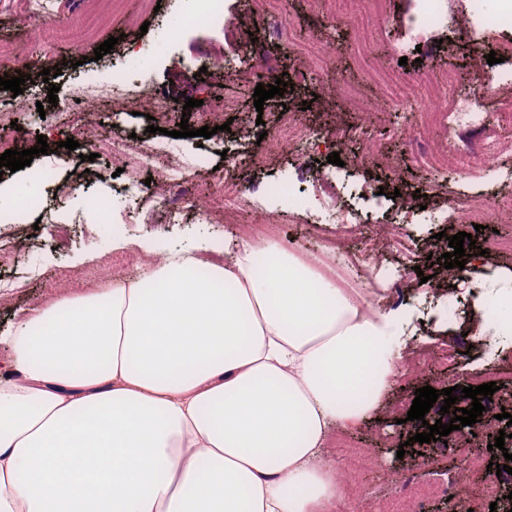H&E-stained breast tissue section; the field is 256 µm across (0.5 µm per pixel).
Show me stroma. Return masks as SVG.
<instances>
[{"instance_id":"stroma-1","label":"stroma","mask_w":512,"mask_h":512,"mask_svg":"<svg viewBox=\"0 0 512 512\" xmlns=\"http://www.w3.org/2000/svg\"><path fill=\"white\" fill-rule=\"evenodd\" d=\"M191 7L190 0H161L157 11L145 9L142 0H118L112 8L105 0H50L59 26L88 18L93 21V35L84 49L86 60L81 63L66 43L51 41L39 16L28 10L27 0H0V42L12 44L24 58L19 66L0 67V76L31 77L23 85L21 98H13L11 91H0V129L12 131L18 149L33 148L41 137L51 149L50 154L34 156L30 168L1 174L0 192L21 194L29 187L31 169L54 170L53 183L41 188V209L0 214V331L15 315L30 310L53 292L62 289L77 294L103 287V280L85 275L92 262L116 261L118 267L112 273L116 279L137 276L147 260L142 242H152L156 251L163 253L172 246L194 248L213 238L232 241L240 236L242 225L206 222L190 207L175 215L165 207L144 204L132 191L144 174L134 168L131 155L149 140L148 125L172 131L184 118L181 113L169 112L151 123L148 113L155 105L187 96L199 102L187 117L195 131L213 125L215 102L232 99L237 103L229 114V129L207 139L195 134L181 141L187 152L201 150L210 155L211 169L182 172L183 181L195 191L209 189L219 176L241 179L250 187L251 200L274 218L278 245L307 255L320 252L324 232L336 226L334 212H307L295 205L296 193L311 183L312 170L325 169L336 195L374 227L390 220L394 193L410 197L409 209L416 221L409 229L418 245L417 264L422 273L408 277L409 315L401 322L399 344L408 351L418 343L428 348L469 343L459 366L443 367L438 372L451 387L482 385L484 373L512 360V334L499 332L483 297L486 286L512 272V254L472 263L463 278L449 274L440 259L449 250V237L460 232L471 234L479 243L496 233L512 238V223L478 231L470 224L448 222L451 199L485 193L488 174L477 167L465 178L450 177L445 186L415 197V190L425 185L415 155L442 148L443 131L429 129L413 144L394 134L397 117L383 105L381 91L368 79L366 63L356 55L352 26L336 23L315 0H280L279 14L273 18L259 16L255 0H224L223 29L178 32L179 17ZM411 10L412 0H387L385 13L373 19L376 62L384 67H402L411 75L455 71L456 88L461 92L470 87L469 50L473 41L483 40L489 51L498 42L512 41L510 26L483 35L472 18L471 0H457L438 41L409 51L408 62L403 65L394 49L409 38ZM284 25L291 30V40L282 39L278 33ZM113 36L118 39L114 49L102 59H94L95 48ZM313 43L333 45L331 60L321 63L308 57L305 49ZM134 49L141 51L149 74L148 96L139 114L90 112L84 121L85 130L98 140H127L131 154L115 159L103 152L94 161H82L78 151L62 146L72 132L59 124L48 102V89L57 86L58 102L71 103L75 84L111 80L113 72L128 66L129 53ZM214 58L221 59V67L212 68L209 77L197 78V61ZM57 65L62 68L61 75L52 83H44L42 70ZM259 65L264 68L266 83L281 77L292 88L258 110L253 94L257 85L254 69ZM21 100L26 103L22 109L17 106ZM285 109L323 132L339 125L365 123L381 151L396 160V167L350 164L351 155L362 149L356 142L339 148L329 142L320 144L306 159L291 148H272L261 166H246L244 158L257 150L259 135L278 126ZM334 153L339 155L340 164L328 163V155ZM77 171L84 179L73 190L69 184ZM278 181L290 182L293 193L270 196L269 186ZM98 192L112 197L111 220L75 223L84 198ZM424 275L429 278L425 284L420 281ZM403 432V425L390 418L384 408L345 433V440L356 447L375 449L382 465L381 470L364 472L360 478L355 492L360 512L385 508L396 492L387 479L390 473L444 483L459 466L458 450L452 445L444 450L427 446L420 451H402Z\"/></svg>"}]
</instances>
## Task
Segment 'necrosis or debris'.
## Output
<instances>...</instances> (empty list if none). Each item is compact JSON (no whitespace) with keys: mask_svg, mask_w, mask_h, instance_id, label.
I'll return each instance as SVG.
<instances>
[{"mask_svg":"<svg viewBox=\"0 0 512 512\" xmlns=\"http://www.w3.org/2000/svg\"><path fill=\"white\" fill-rule=\"evenodd\" d=\"M411 13V43H419L434 37L443 27L448 15L452 14L455 0H413ZM411 43L396 47V55H405ZM379 80L388 88L391 107L400 114L401 122L396 132L401 136H411L425 126H437L443 129L448 139L447 147L437 152L417 154L415 161L423 170L428 185L442 186L449 173L462 176L469 173L472 162H479L494 178L490 190L484 195L472 198L456 199L452 211L455 221L473 223L478 221L512 220V98H500L504 85H512V73L478 69L474 71L469 92L461 94L455 91L454 77L446 73L431 76L425 73L409 75L394 68L379 73ZM143 84L127 74L116 75L112 83L106 85L80 84L76 97L82 103L90 104L99 100L109 101L112 111L128 112L137 104V94ZM424 89L425 99L422 111H411L410 105L416 99L417 89ZM499 97L500 110L506 116V122L495 138L463 140L461 130L478 131L484 128L486 114L482 102L488 97ZM330 142L348 143L363 141L364 147L357 155V164L374 161L372 142L366 141L362 127L339 126L327 132ZM318 132L305 127L292 119H284L269 135L272 144L294 146L300 157H307L313 151L320 137ZM193 167H205L207 159L198 155L192 161H185L179 150L163 141H152L142 150L137 164L139 168L151 172L158 183L172 191L174 197L190 201L203 218H210L215 208L242 210L249 203L248 186L239 180L224 178L217 180L213 193L201 196L192 189L180 188L177 176L185 164ZM357 220L356 213L348 205L336 206V229L324 241L326 251L334 253L336 267L339 270H353L360 273L375 285L385 282L390 294L402 298L405 286L404 276L416 264L417 245L407 232L403 222L394 221L380 225L378 231L362 236L357 248H350L345 232ZM392 250L403 259L401 270L382 275L379 265L382 250ZM479 457L468 455L464 458V467L451 484L441 486L432 482H409L400 486L397 492V504L387 512H416L417 504L429 496H445L453 501L458 512H470L475 501L468 489L470 472L481 469Z\"/></svg>","mask_w":512,"mask_h":512,"instance_id":"1","label":"necrosis or debris"}]
</instances>
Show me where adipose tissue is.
I'll use <instances>...</instances> for the list:
<instances>
[{"instance_id": "obj_1", "label": "adipose tissue", "mask_w": 512, "mask_h": 512, "mask_svg": "<svg viewBox=\"0 0 512 512\" xmlns=\"http://www.w3.org/2000/svg\"><path fill=\"white\" fill-rule=\"evenodd\" d=\"M256 249H173L0 332V512H354L323 455L379 409L396 318Z\"/></svg>"}]
</instances>
